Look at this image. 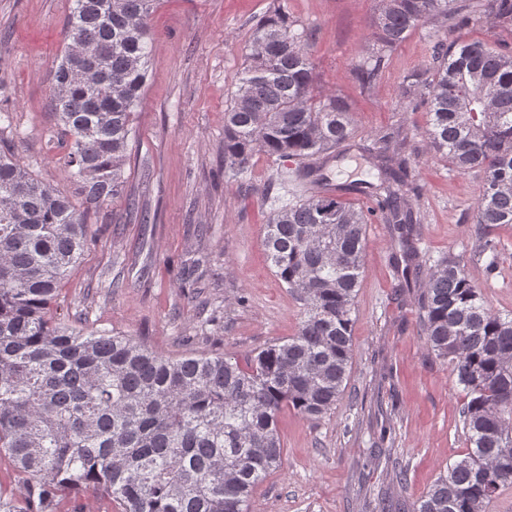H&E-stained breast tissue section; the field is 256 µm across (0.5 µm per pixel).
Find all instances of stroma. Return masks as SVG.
I'll list each match as a JSON object with an SVG mask.
<instances>
[{"instance_id":"35a3bbf8","label":"stroma","mask_w":512,"mask_h":512,"mask_svg":"<svg viewBox=\"0 0 512 512\" xmlns=\"http://www.w3.org/2000/svg\"><path fill=\"white\" fill-rule=\"evenodd\" d=\"M70 5L0 0V107L12 114L10 126L0 125V152L68 195L75 187L54 138L51 93ZM278 7L309 33L318 86L344 97L356 121L354 145L327 166L336 196L362 208L347 185L355 176L376 182L377 171L359 143L404 127L427 262L455 256L489 308L512 312V226L491 230L500 266L487 274L472 231L482 178L449 171L446 159L428 150L425 99L403 103L405 77L429 65L436 41L512 49V25L425 23L388 54L365 92L352 69L375 42L379 0H162L148 21L152 62L134 113L126 188L88 213V242L62 285L58 317L140 338L169 359H240L295 333L300 306L275 275L263 239L275 204L294 200L306 182L296 163L262 152L245 176L224 169V111L258 21ZM390 241L387 225H367L342 398L318 421L282 411L281 466L256 488L247 512H363L373 489L410 512L464 453V394L425 346L416 307L397 288ZM116 280L123 288L113 289ZM382 448L408 467L407 486L393 483L378 457Z\"/></svg>"}]
</instances>
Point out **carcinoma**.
<instances>
[{
  "label": "carcinoma",
  "instance_id": "obj_1",
  "mask_svg": "<svg viewBox=\"0 0 512 512\" xmlns=\"http://www.w3.org/2000/svg\"><path fill=\"white\" fill-rule=\"evenodd\" d=\"M159 0H72L52 106L65 164L86 208L126 187L133 114L151 64L148 20ZM376 50L354 69L378 79L386 53L426 22L512 23V0H380ZM308 34L281 9L248 45L224 111V167L248 172L254 153L295 160L312 191L274 211L263 245L301 306L295 335L239 362L223 354L166 359L132 336L60 321L53 305L81 259L88 224L70 198L29 165L0 155V459L21 481H0V512H245L282 462L283 409L317 420L343 395L353 359L352 313L367 217L330 194L324 166L354 137L335 94L316 90ZM433 65L406 77L427 96V146L460 174L478 172L475 236L512 225V51L481 41L435 45ZM93 66L97 77L75 80ZM407 136L362 145L381 174L377 202L394 231L391 263L413 289L426 347L463 387L466 451L412 512H487L512 486V312H495L453 256L426 268L424 214L409 199Z\"/></svg>",
  "mask_w": 512,
  "mask_h": 512
}]
</instances>
